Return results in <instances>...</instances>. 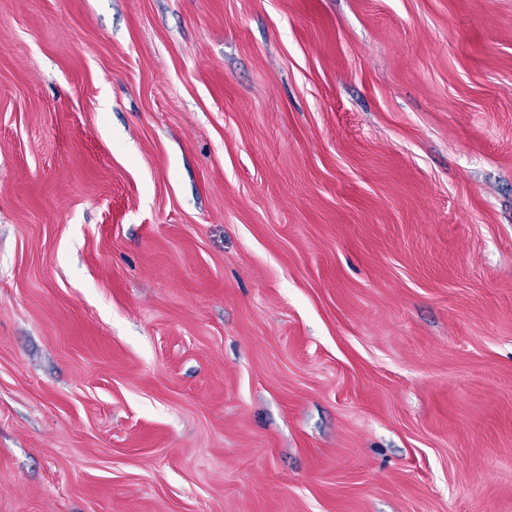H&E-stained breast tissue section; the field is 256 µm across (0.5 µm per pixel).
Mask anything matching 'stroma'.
I'll list each match as a JSON object with an SVG mask.
<instances>
[{
  "instance_id": "35a3bbf8",
  "label": "stroma",
  "mask_w": 512,
  "mask_h": 512,
  "mask_svg": "<svg viewBox=\"0 0 512 512\" xmlns=\"http://www.w3.org/2000/svg\"><path fill=\"white\" fill-rule=\"evenodd\" d=\"M0 512H512V0H0Z\"/></svg>"
}]
</instances>
